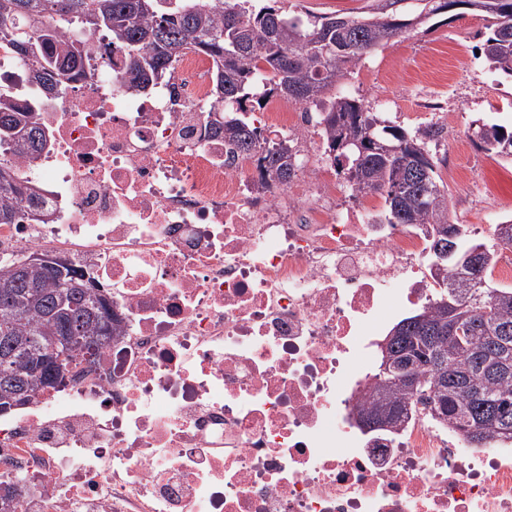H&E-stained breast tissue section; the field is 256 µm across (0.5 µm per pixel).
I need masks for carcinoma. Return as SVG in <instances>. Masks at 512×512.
<instances>
[{"mask_svg": "<svg viewBox=\"0 0 512 512\" xmlns=\"http://www.w3.org/2000/svg\"><path fill=\"white\" fill-rule=\"evenodd\" d=\"M252 0H0V52L18 56L30 80L52 92L54 74L73 69L82 50L61 35L79 22L83 30L107 33L128 59V85L154 89L172 75L186 51L204 54L215 65V96L236 116L224 118V140L241 153L262 141L261 130L245 120L269 94L312 103L320 116L325 155L355 191L384 199L380 224L433 225L432 275L443 289L427 310V325L400 320L379 350L371 392L359 401L363 412H382L397 435L422 415L467 436L479 433L484 447L512 443V287L493 282L495 252L487 241H460L464 231L449 218L448 190L436 172L428 143L437 130L408 132L384 125L362 100L331 89L344 70L358 65L401 33L404 0H384L369 17L288 15ZM490 19L481 55L489 67L512 78V0H474ZM47 17L57 28L45 30ZM484 151L512 160V130L478 127ZM45 144L0 90V224L26 218L32 188L16 171V158L38 160ZM262 161L283 183L296 173L295 153L282 140L264 147ZM16 261L0 260V406L16 400L18 376L30 403L56 388L64 372L91 363L101 342L112 338V301L92 292L91 281L71 264L53 258L10 275ZM69 337L56 374L41 364L52 336ZM411 360L420 378L410 389L384 353Z\"/></svg>", "mask_w": 512, "mask_h": 512, "instance_id": "1", "label": "carcinoma"}]
</instances>
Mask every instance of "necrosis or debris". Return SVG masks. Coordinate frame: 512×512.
<instances>
[{
    "instance_id": "necrosis-or-debris-1",
    "label": "necrosis or debris",
    "mask_w": 512,
    "mask_h": 512,
    "mask_svg": "<svg viewBox=\"0 0 512 512\" xmlns=\"http://www.w3.org/2000/svg\"><path fill=\"white\" fill-rule=\"evenodd\" d=\"M79 41L58 94L0 55L45 142L18 162L45 219L1 224L0 243L66 255L116 318L94 362L0 417L19 512H512V447L355 418L378 336L435 296L430 225L373 223L370 192L338 205L306 105L273 96L255 115L309 147L284 185L218 133L211 58L183 55L139 94L108 37Z\"/></svg>"
}]
</instances>
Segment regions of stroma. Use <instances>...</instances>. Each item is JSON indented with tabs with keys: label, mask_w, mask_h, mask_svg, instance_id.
<instances>
[{
	"label": "stroma",
	"mask_w": 512,
	"mask_h": 512,
	"mask_svg": "<svg viewBox=\"0 0 512 512\" xmlns=\"http://www.w3.org/2000/svg\"><path fill=\"white\" fill-rule=\"evenodd\" d=\"M486 24L483 12L466 7L431 16L368 54L340 84L381 120L410 132L423 113H448V146L434 159L450 220L472 225V238L484 241L512 219V163L483 151L474 137L484 123L512 126V78L477 53Z\"/></svg>",
	"instance_id": "35a3bbf8"
}]
</instances>
